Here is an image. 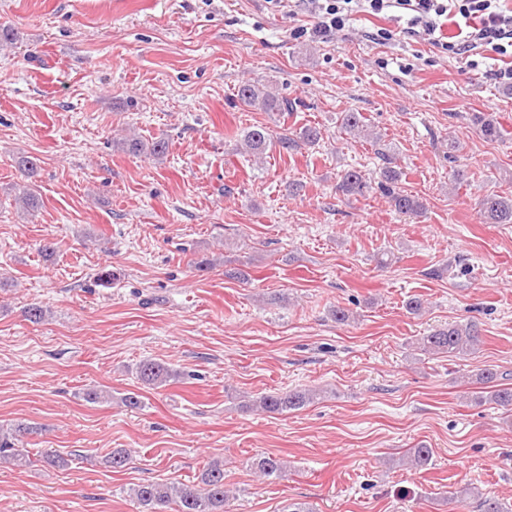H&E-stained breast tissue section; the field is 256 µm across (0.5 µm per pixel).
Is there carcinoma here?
<instances>
[{
  "mask_svg": "<svg viewBox=\"0 0 512 512\" xmlns=\"http://www.w3.org/2000/svg\"><path fill=\"white\" fill-rule=\"evenodd\" d=\"M237 98L246 107L263 112H290L291 101L281 97L267 84L244 82L237 88ZM365 118L359 112L340 114V125L344 131L361 135ZM321 139V131L315 126H305L297 131L285 130L272 133L265 127L255 126L244 134L243 143L246 151L254 157L263 155L274 147L285 155H292L297 150L313 147ZM122 147L132 153H142L159 158L166 153L168 141L160 138L151 143H144L137 138L125 139ZM403 172L393 165V159L383 157L378 189L389 198L394 209L408 216L421 214L425 206L417 197L402 190L399 183ZM369 188L365 175L355 169H349L342 175L340 189L346 194H362ZM481 216L486 224H512V196L498 194L487 196L481 203ZM481 342L480 330L476 322H454L444 328L431 331L420 339L422 350L432 353H447L455 357H464L475 350ZM136 376L141 384L150 389L167 385L174 377L173 371L165 364L154 359H143L136 367ZM498 373L484 369L476 374V382L487 388L486 400L499 406H512V387L498 384ZM316 394L311 391L294 389L285 392L265 394L253 401L252 407L271 414H284L298 410L314 401ZM30 428L19 424L10 430L0 429V460L15 467L32 465V456L54 467H65L68 460L57 451L47 448L32 453L24 446L25 435ZM252 467L263 478L277 480L286 476L287 466L274 455H261L252 460ZM132 496L141 512H224L228 498L224 490V468L215 463L207 468L196 484H167L147 481L133 489ZM473 498L480 512H512L506 504L495 497L484 495L478 488L465 486L448 496V502L461 506Z\"/></svg>",
  "mask_w": 512,
  "mask_h": 512,
  "instance_id": "cac0c4a2",
  "label": "carcinoma"
}]
</instances>
